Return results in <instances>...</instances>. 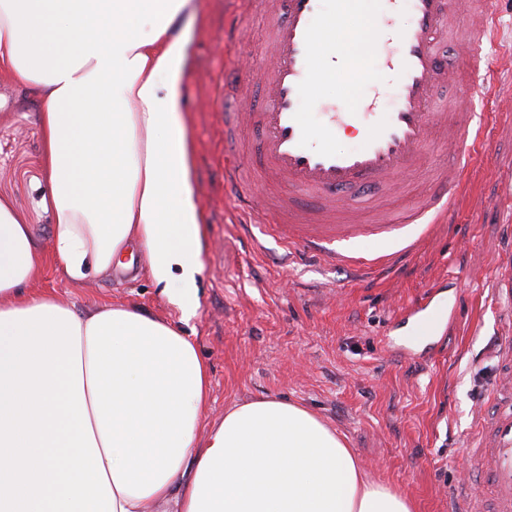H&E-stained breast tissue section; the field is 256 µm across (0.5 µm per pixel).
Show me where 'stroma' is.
<instances>
[{
    "label": "stroma",
    "mask_w": 512,
    "mask_h": 512,
    "mask_svg": "<svg viewBox=\"0 0 512 512\" xmlns=\"http://www.w3.org/2000/svg\"><path fill=\"white\" fill-rule=\"evenodd\" d=\"M199 4L198 17L184 21L190 57L182 95L203 216L198 309L185 330L210 369L204 421L261 397L304 404L346 437L372 477L413 498L417 512H448L450 493L469 474L464 451L478 444L473 411L485 405L499 373L496 338L512 327L487 286L512 245V0L499 5V39L482 77L465 73L459 84L436 90L444 105L459 86L470 87L489 117L452 226L427 233L398 276L370 283L341 268L300 263L282 270L275 246L245 262L225 248L241 216L224 188V129L212 100L224 94V62L246 70L265 64L269 29L264 17H248V41L221 56L224 25L238 6L235 0ZM39 112L28 91L0 83V197L48 256L54 219L43 202ZM448 162L447 152L435 153L425 172L363 200V223L409 211L434 192ZM135 257L134 272L77 286L51 263L39 285L80 307L118 301L178 320V310L148 278L143 252ZM428 291L431 305L411 315Z\"/></svg>",
    "instance_id": "35a3bbf8"
}]
</instances>
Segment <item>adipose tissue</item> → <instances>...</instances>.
Segmentation results:
<instances>
[{
    "label": "adipose tissue",
    "instance_id": "obj_1",
    "mask_svg": "<svg viewBox=\"0 0 512 512\" xmlns=\"http://www.w3.org/2000/svg\"><path fill=\"white\" fill-rule=\"evenodd\" d=\"M197 0H0V79L41 112L53 256L72 284L125 250L189 321L202 212L182 105ZM45 259L0 198V512H416L301 404L240 402L209 429L190 336L39 288Z\"/></svg>",
    "mask_w": 512,
    "mask_h": 512
}]
</instances>
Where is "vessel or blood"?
Wrapping results in <instances>:
<instances>
[{"label": "vessel or blood", "mask_w": 512, "mask_h": 512, "mask_svg": "<svg viewBox=\"0 0 512 512\" xmlns=\"http://www.w3.org/2000/svg\"><path fill=\"white\" fill-rule=\"evenodd\" d=\"M259 5L269 23L268 64L252 78L263 84L265 104L255 112H232L224 124L228 141H240L255 125L263 131L259 154L236 152L224 158V181L234 187L236 208L244 218L235 248L241 254L262 251L260 235L268 232L283 248L284 264L309 259L318 266L346 267L358 279L396 273L420 248L412 225L429 214H447L483 143L470 96L460 94L441 111L435 107L434 91L456 80L454 66L439 50L440 40H447L472 71H484L495 32L494 0H469L461 11L454 9L453 0H411L412 19L406 28H383L362 47L364 54L390 60L398 89L394 108L375 111L369 99L355 112L332 106L315 126L300 112V101L314 95L321 79L339 73L320 25L347 13L350 0H336L330 9L324 0H239L242 18L225 29V46L244 43L245 19ZM350 124L359 129L360 144L337 150L336 130ZM447 148L456 155L447 178L401 221L385 217L377 224L348 223L355 211L349 190L394 185L403 173L424 171L432 153ZM281 183L288 184V193H271V186ZM368 236L398 238L405 247L371 256L353 251V244ZM491 296L497 302L512 301L511 265L493 277ZM496 349L501 372L491 397L512 404V335L498 337ZM479 435L478 447L467 454L473 467L486 475L490 489L460 483L450 512H512V412L480 427Z\"/></svg>", "instance_id": "1"}]
</instances>
